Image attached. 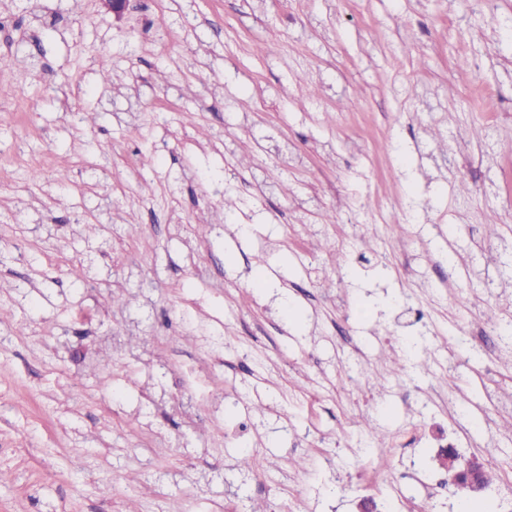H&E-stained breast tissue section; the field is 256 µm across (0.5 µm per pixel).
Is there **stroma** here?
<instances>
[{
	"label": "stroma",
	"instance_id": "stroma-1",
	"mask_svg": "<svg viewBox=\"0 0 512 512\" xmlns=\"http://www.w3.org/2000/svg\"><path fill=\"white\" fill-rule=\"evenodd\" d=\"M132 5L0 0V512H512V0Z\"/></svg>",
	"mask_w": 512,
	"mask_h": 512
}]
</instances>
